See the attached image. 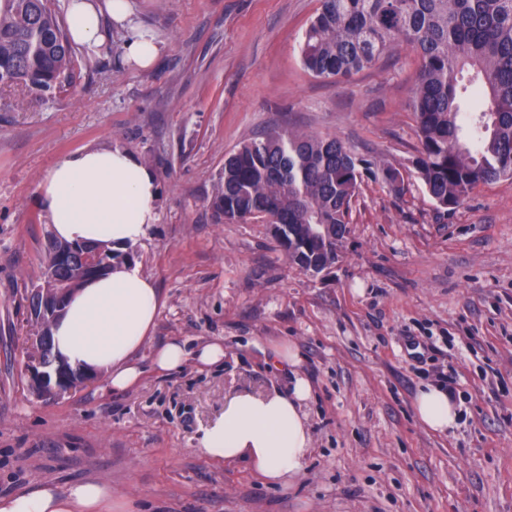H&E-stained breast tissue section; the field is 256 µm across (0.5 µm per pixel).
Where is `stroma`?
<instances>
[{
	"instance_id": "1",
	"label": "stroma",
	"mask_w": 512,
	"mask_h": 512,
	"mask_svg": "<svg viewBox=\"0 0 512 512\" xmlns=\"http://www.w3.org/2000/svg\"><path fill=\"white\" fill-rule=\"evenodd\" d=\"M317 7L134 0L165 44L150 69L125 62L114 30L101 54L76 51V89L0 88V496L97 480L128 512H512V179L449 212L417 179L390 192L377 171L409 167L418 146L417 58L399 47L351 78L312 76L299 44ZM283 122L371 166L339 259L316 276L265 224L216 222L206 202L225 154ZM101 143L157 173L158 221L133 250L161 307L134 387L111 391L100 372L44 399L25 371L50 230L38 185L63 154ZM173 339L223 341V366L152 370ZM285 342L312 384L314 446L297 477L273 483L210 461L198 437L226 395L287 387L271 353ZM447 366L462 413L438 434L413 397Z\"/></svg>"
}]
</instances>
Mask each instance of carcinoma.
<instances>
[{
	"label": "carcinoma",
	"mask_w": 512,
	"mask_h": 512,
	"mask_svg": "<svg viewBox=\"0 0 512 512\" xmlns=\"http://www.w3.org/2000/svg\"><path fill=\"white\" fill-rule=\"evenodd\" d=\"M301 60L316 77L376 67L399 44L420 67L409 107L419 146L412 160L436 206L455 209L479 184L512 178V0H318ZM70 39L49 0H0V87L40 93L76 84ZM357 158L334 136L273 127L224 158L209 199L218 221L257 220L290 264L316 273L336 264L358 193ZM405 191L398 168L381 172ZM47 241L42 277L75 278Z\"/></svg>",
	"instance_id": "1"
}]
</instances>
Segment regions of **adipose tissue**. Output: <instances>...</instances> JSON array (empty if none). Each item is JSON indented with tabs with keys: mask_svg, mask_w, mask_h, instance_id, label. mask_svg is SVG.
<instances>
[{
	"mask_svg": "<svg viewBox=\"0 0 512 512\" xmlns=\"http://www.w3.org/2000/svg\"><path fill=\"white\" fill-rule=\"evenodd\" d=\"M73 45L99 52L109 28L123 33L127 63L147 69L164 45L134 17L131 0H64ZM160 185L154 171L119 146H86L58 159L38 186L37 200L55 238L97 242L115 250L140 243L158 220ZM160 293L153 279L134 264L120 263L104 277L85 282L69 298L51 329L54 351L74 368L101 370L109 387L122 391L142 374L134 354L151 333ZM203 366L221 364L224 346L211 342L195 351L172 341L157 349L151 364L162 372L179 370L188 359ZM276 367L294 369L289 391L273 388L255 394L239 391L224 399V412L203 431L199 449L215 462L242 461L272 482H285L302 470L313 447L303 410L312 391L298 374L296 346L274 351ZM419 422L445 433L457 427L461 399L436 383L422 384L414 398ZM112 487L81 482L60 490L42 484L0 496V512H112Z\"/></svg>",
	"mask_w": 512,
	"mask_h": 512,
	"instance_id": "ef3b65f1",
	"label": "adipose tissue"
}]
</instances>
